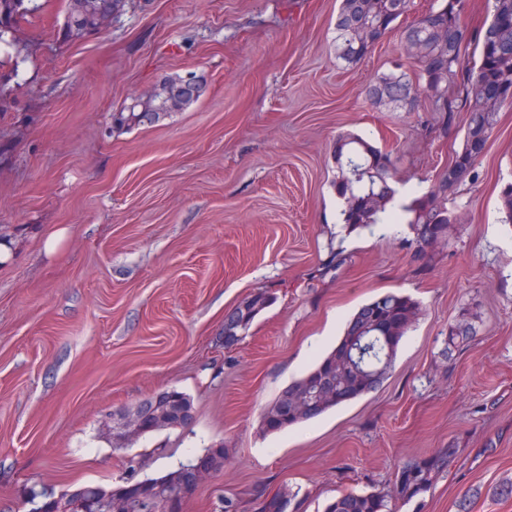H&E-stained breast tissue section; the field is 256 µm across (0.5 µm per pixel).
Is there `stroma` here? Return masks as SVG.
<instances>
[{
    "instance_id": "obj_1",
    "label": "stroma",
    "mask_w": 512,
    "mask_h": 512,
    "mask_svg": "<svg viewBox=\"0 0 512 512\" xmlns=\"http://www.w3.org/2000/svg\"><path fill=\"white\" fill-rule=\"evenodd\" d=\"M0 53V512L25 487L157 477L224 444L184 512H304L387 489L399 467L452 448L401 512H512V103L461 186L460 216L427 253L409 226L351 231L336 210L338 134L392 153L396 185L430 191L461 143L440 113L372 104L378 75L413 73L404 21L360 62L336 56L340 0H125L99 34L64 36L66 0H36ZM206 87L153 123L117 125L165 76ZM65 237L46 253L49 231ZM343 253L345 262L331 258ZM273 303L224 346V318ZM395 292L421 314L377 391L264 433V410L336 345L347 319ZM470 336L449 338V324ZM178 390L193 424L115 450L112 414ZM250 495L259 501L260 512H286L291 505L290 498L279 494L270 497L259 487L252 489Z\"/></svg>"
}]
</instances>
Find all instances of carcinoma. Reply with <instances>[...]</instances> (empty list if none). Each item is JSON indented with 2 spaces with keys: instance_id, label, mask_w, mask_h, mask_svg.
Instances as JSON below:
<instances>
[{
  "instance_id": "cac0c4a2",
  "label": "carcinoma",
  "mask_w": 512,
  "mask_h": 512,
  "mask_svg": "<svg viewBox=\"0 0 512 512\" xmlns=\"http://www.w3.org/2000/svg\"><path fill=\"white\" fill-rule=\"evenodd\" d=\"M410 0H340L336 17V55L348 64L361 60L392 30L393 24L409 11ZM24 0H0V48L9 45L5 34ZM463 0H442L436 10L426 12L405 26L404 39L414 36L424 42V51L414 58L418 67L415 81L403 74L383 73L369 85L368 98L413 112L427 101L442 114L447 130L456 128L459 113L467 115L462 143L452 161L438 176L431 191L411 208L410 227L418 253L448 234V225L458 216L448 207L462 185L469 180L483 154L496 121V113L512 101V0H492L490 20L478 32L461 22ZM336 178L333 187L343 201L341 223L356 230L381 223L391 201L396 163L391 154L350 133H341L334 145ZM499 209L503 222L512 223V181L502 185ZM272 302L261 292L237 306L224 319V347L242 340L255 317ZM420 315L412 299L388 292L361 305L348 320L336 347L312 370L293 381L264 411L261 428L274 433L316 419L328 410L379 389L393 366L399 343ZM226 449L216 445L206 450L202 470L197 460L146 479L145 500L122 507L118 512H152L166 500L177 506L196 489L204 474L224 464ZM454 448L411 462L396 474L392 489L384 492L343 493L330 501L324 512H397L426 493L434 477L448 467ZM135 472L129 466L122 483L114 488L98 484L88 490L71 491L78 500L95 496L112 508L127 501L125 487ZM251 496L259 501L260 512H286L291 499L268 496L256 487Z\"/></svg>"
}]
</instances>
